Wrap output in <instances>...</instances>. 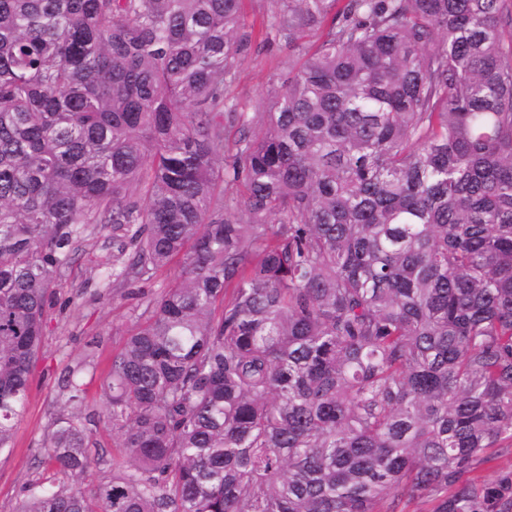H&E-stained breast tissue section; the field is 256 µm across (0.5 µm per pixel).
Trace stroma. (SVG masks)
<instances>
[{
  "instance_id": "stroma-1",
  "label": "stroma",
  "mask_w": 512,
  "mask_h": 512,
  "mask_svg": "<svg viewBox=\"0 0 512 512\" xmlns=\"http://www.w3.org/2000/svg\"><path fill=\"white\" fill-rule=\"evenodd\" d=\"M297 62L296 53L286 44L257 47L242 61L232 97L247 111H262L269 85ZM111 260L109 233L98 231L79 240L69 268L57 280V302L45 316L43 344L31 370L25 412L12 448L0 452V512H17L32 486L52 482V471L40 462L42 443L63 411L64 378L87 353H94L96 365L83 375L80 413L92 441L103 449L113 450L119 441L101 420L105 403L100 379L113 354L123 347L135 318L174 281L181 263L173 261L139 283L132 296L113 281Z\"/></svg>"
}]
</instances>
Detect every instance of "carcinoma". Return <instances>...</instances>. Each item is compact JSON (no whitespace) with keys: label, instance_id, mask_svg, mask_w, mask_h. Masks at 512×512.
Segmentation results:
<instances>
[{"label":"carcinoma","instance_id":"carcinoma-1","mask_svg":"<svg viewBox=\"0 0 512 512\" xmlns=\"http://www.w3.org/2000/svg\"><path fill=\"white\" fill-rule=\"evenodd\" d=\"M270 2L248 112L244 0H0V451L78 235L182 258L17 512H512V0ZM297 62L296 53L285 43L270 47L258 44L255 52L242 61L231 97L244 105L248 112H262L269 85L287 75ZM490 460L482 463L474 469L471 476L478 478V482L484 484H495L509 481L512 477V448H490L488 451ZM112 478V468L108 463L101 462L94 465L84 475L79 477L75 484L82 487L89 494L99 483Z\"/></svg>","mask_w":512,"mask_h":512}]
</instances>
